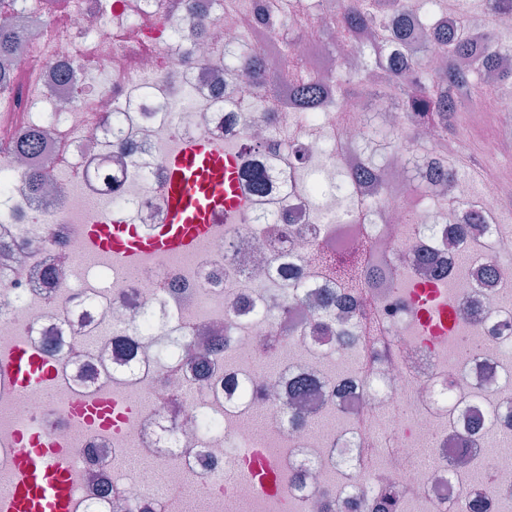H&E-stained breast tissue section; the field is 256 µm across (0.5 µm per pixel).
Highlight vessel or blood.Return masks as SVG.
<instances>
[{"label":"vessel or blood","instance_id":"b4317fda","mask_svg":"<svg viewBox=\"0 0 512 512\" xmlns=\"http://www.w3.org/2000/svg\"><path fill=\"white\" fill-rule=\"evenodd\" d=\"M165 164L163 223L141 234L134 225L100 219L83 229L90 250L125 262L188 251L210 236L225 210L241 205L236 161L208 138L184 143ZM0 369L18 386L46 396L57 375L56 366L27 345L0 358ZM80 413L103 426L112 423V405L104 400L84 404ZM11 486V494L0 500V512H73L70 471L54 446L36 433L20 435Z\"/></svg>","mask_w":512,"mask_h":512}]
</instances>
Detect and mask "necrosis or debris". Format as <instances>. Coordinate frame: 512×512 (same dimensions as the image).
<instances>
[{"label":"necrosis or debris","instance_id":"necrosis-or-debris-1","mask_svg":"<svg viewBox=\"0 0 512 512\" xmlns=\"http://www.w3.org/2000/svg\"><path fill=\"white\" fill-rule=\"evenodd\" d=\"M180 9L179 0L14 4L16 27L40 28L0 90V145L37 129L45 150L22 162L0 155V351L22 339L55 362L62 397L43 400L0 375V472H11L16 431L27 426L68 460L75 512H113L130 496L140 512H173L192 477L209 482L212 512H274L284 500L301 512H512V430L495 416L512 405V258L502 253L512 225L501 221L512 186L494 180L473 192L458 182L486 229L449 249L445 233L466 213L412 203L404 157L387 151L376 181H352L369 143L359 102L342 121L280 102L261 111L245 72L224 70L225 42L246 40L281 71L312 61L321 73L314 42L286 49L207 0L212 38L192 46L173 21ZM98 71L108 74L101 87L89 80ZM123 125L133 143L121 152L112 129ZM200 136L243 169L263 168L266 189L241 183L245 208L226 213L192 254L149 260L133 277L113 261L93 265L84 224L103 213L145 232L161 223L164 159ZM257 138L265 149H248ZM99 156L119 160L117 182L89 177ZM32 166L48 169L63 195L28 197ZM340 198L373 206L370 222L338 210ZM351 251L387 278L354 292L347 313L312 256ZM486 265L497 278L472 280ZM419 288L456 307L446 333L427 334ZM321 317L347 344L297 333ZM203 326L224 346L217 376L205 374L195 343ZM264 351L276 372L246 365ZM301 378L306 423L294 428L282 410ZM95 396L117 407L116 424L76 416ZM342 467L350 485L333 478Z\"/></svg>","mask_w":512,"mask_h":512}]
</instances>
